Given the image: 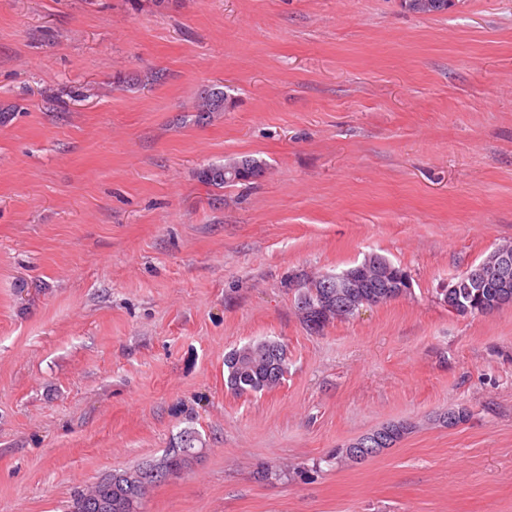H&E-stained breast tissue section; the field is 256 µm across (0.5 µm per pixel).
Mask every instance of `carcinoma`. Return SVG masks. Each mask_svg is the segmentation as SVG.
<instances>
[{"mask_svg": "<svg viewBox=\"0 0 512 512\" xmlns=\"http://www.w3.org/2000/svg\"><path fill=\"white\" fill-rule=\"evenodd\" d=\"M405 6L415 13H433L448 8V0H406ZM233 102L224 97V92L214 89L203 90L198 98L196 111L225 112ZM265 171L262 162L245 158L224 166L211 167L200 173L206 183L222 187L233 182H249L254 174ZM488 256L480 266L486 270L490 287L484 289L482 298L473 305L471 313L480 314L482 309L503 298L502 305L512 304V280L505 285L498 284ZM363 270V278L353 295V303L381 304L392 300L384 293V285L395 283L407 277L406 271L378 254L366 256L350 270ZM326 276L306 279L297 284L296 307L307 312L305 321L319 318L321 323L354 314L345 302H332L327 296L336 294V289L326 287ZM227 388L237 396L252 395L269 391L282 383L288 371V357L285 346L277 340L264 339L249 343L229 352L224 359ZM196 432L185 429L176 437L172 449L153 466L173 476L180 473L194 458ZM146 465L114 470L99 480L89 490L74 493L67 504L66 512H141L149 489L156 485L145 474Z\"/></svg>", "mask_w": 512, "mask_h": 512, "instance_id": "1", "label": "carcinoma"}]
</instances>
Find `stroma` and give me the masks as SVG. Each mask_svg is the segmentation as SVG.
Returning <instances> with one entry per match:
<instances>
[{"mask_svg":"<svg viewBox=\"0 0 512 512\" xmlns=\"http://www.w3.org/2000/svg\"><path fill=\"white\" fill-rule=\"evenodd\" d=\"M209 87L234 105L202 119ZM509 242L512 0H0V512L187 428L142 512H512V305L439 296ZM371 253L407 294L309 329L294 281ZM259 339L288 373L236 396ZM265 171V166L261 161L253 158H245L224 166L211 167L200 173V178L206 183L224 187V184L233 182H250L253 174L260 177ZM227 388L237 396L269 391L282 383L288 371L285 346L264 339L233 349L224 359Z\"/></svg>","mask_w":512,"mask_h":512,"instance_id":"1","label":"stroma"}]
</instances>
